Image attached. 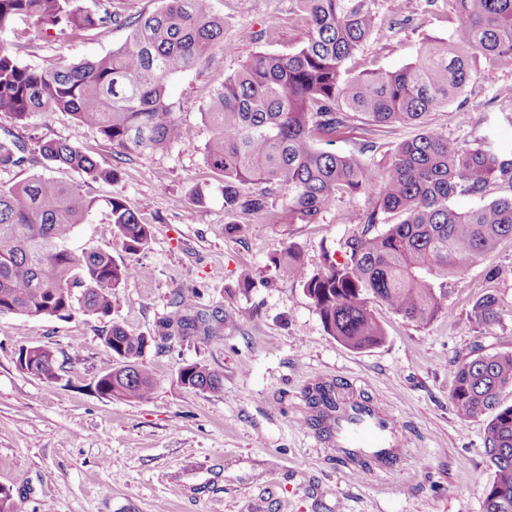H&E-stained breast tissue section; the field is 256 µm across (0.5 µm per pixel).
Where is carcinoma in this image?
<instances>
[{"mask_svg": "<svg viewBox=\"0 0 512 512\" xmlns=\"http://www.w3.org/2000/svg\"><path fill=\"white\" fill-rule=\"evenodd\" d=\"M309 37L288 53H261L224 80L209 97L202 119L212 138L206 146L210 169L224 182V208L263 213L274 188L288 193L279 224H312L336 199L363 196L365 230L345 242V259H327L310 273L290 245L276 265L300 283L319 311L327 334L353 350L383 342L385 333L372 303L381 302L419 325L441 310L445 289L433 280L464 272L512 240V196L461 212L457 195L483 196L495 179L512 180V159L484 142L461 146L432 129L431 113L448 106L475 83L480 57L489 67H512V0H448L454 25L446 41H427L413 62L389 71L351 72L348 61L372 26L371 0H298ZM18 17L48 29H129L118 48L78 63L36 68L22 65L0 44V112L19 123L35 112H67L78 128L93 127L121 155L189 144L183 124L166 98L167 80L195 68L216 47L224 52V19L201 0H164L147 16L128 18L111 0H0V35ZM358 118L385 136L397 125L420 129L401 141L379 171L336 151V135ZM65 166L81 176L112 184L117 168H101L77 142L14 135L0 139V168L28 156ZM246 185L256 191L241 192ZM108 234L128 253L150 237L149 225L120 197L108 201ZM96 201L46 176L0 186V315L69 319L76 313L106 317L112 295L133 277L132 266L99 249L75 254L65 248ZM383 224L375 234L371 228ZM483 326L498 322L497 297L488 292L472 306ZM116 367L97 380L100 394L125 401L147 398L156 385L143 363L148 337L114 323L102 337ZM21 369L42 379L56 377L54 352L23 347ZM177 382L190 391L216 392L223 377L204 365L181 367ZM512 352L478 354L457 367L451 404L468 420L489 416L484 454L494 472L484 494V512H512ZM309 400L318 421L330 412L360 408L331 385H319ZM363 466L381 461L388 448H344Z\"/></svg>", "mask_w": 512, "mask_h": 512, "instance_id": "1", "label": "carcinoma"}]
</instances>
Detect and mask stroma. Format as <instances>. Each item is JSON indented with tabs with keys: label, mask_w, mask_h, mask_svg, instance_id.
<instances>
[{
	"label": "stroma",
	"mask_w": 512,
	"mask_h": 512,
	"mask_svg": "<svg viewBox=\"0 0 512 512\" xmlns=\"http://www.w3.org/2000/svg\"><path fill=\"white\" fill-rule=\"evenodd\" d=\"M224 19L232 53L214 49L196 68L169 78L176 116L195 132L192 144L120 156L96 130L75 127L65 112H38L26 125L0 113V138L27 134L79 144L117 183L83 178L43 159L0 169V186L41 174L75 186L98 206L67 246L98 248L134 265L136 278L118 291L110 316L69 319L0 316V488L17 512H484L493 480L483 452L486 417L463 421L450 395L467 356L512 351V240L502 242L462 275L448 279L438 316L425 325L381 303L379 345L346 348L329 336L301 284L283 278L275 260L288 245L306 268L342 259L344 244L364 228L363 198L345 197L312 224H279L288 203L273 189L269 211L224 208V184L206 164L211 138L201 112L227 76L260 52L285 53L308 37L296 0H203ZM373 28L350 61L353 73L411 62L425 41L447 40L448 0H374ZM127 28L59 33L21 17L0 42L24 65L77 62L119 47ZM479 80L447 108L431 113L434 129L462 145L489 138L512 158V69L480 66ZM396 128L373 152L367 124L353 121L335 148L383 169L395 145L416 135ZM119 196L149 224L143 248L127 253L102 236L106 199ZM498 268L488 278L489 268ZM251 278L254 288L238 283ZM500 320L484 327L470 317L486 292ZM192 295L197 320L189 334L163 339L184 318L177 294ZM149 337L143 362L156 386L147 399L101 395L96 381L113 366L101 338L112 324ZM46 346L59 369L46 380L21 370L20 348ZM200 363L220 373L218 392H194L177 381L181 367ZM333 385L340 396L380 403L400 421L403 447L387 463L363 467L336 446L332 420L316 422L309 393Z\"/></svg>",
	"instance_id": "35a3bbf8"
}]
</instances>
